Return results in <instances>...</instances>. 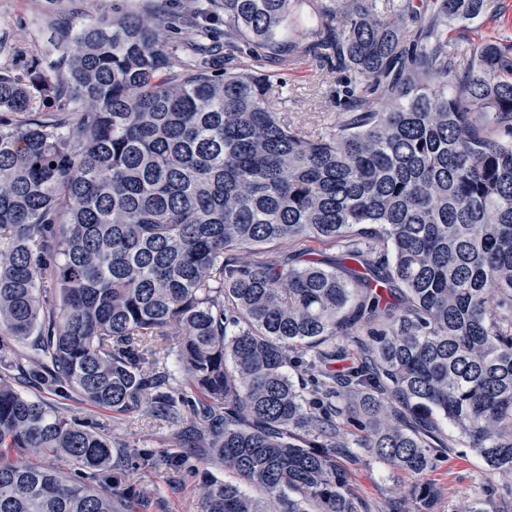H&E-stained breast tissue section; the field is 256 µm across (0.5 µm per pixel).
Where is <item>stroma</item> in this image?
<instances>
[{
    "mask_svg": "<svg viewBox=\"0 0 512 512\" xmlns=\"http://www.w3.org/2000/svg\"><path fill=\"white\" fill-rule=\"evenodd\" d=\"M134 0H0V66L24 72L31 62L40 66L56 60L53 31L61 27L74 30L95 24L111 16L113 11L126 10ZM494 15L474 23L457 26L449 36L459 51L488 38H512V0H493ZM284 76V93L288 102L284 114L288 120L310 126L334 121L335 113L326 109L336 73L318 60L305 57L290 63ZM44 399L52 407L66 412L98 428L113 443V457L126 456L128 450L150 443L156 451L169 448L168 430L161 425H147L140 416L130 413L113 420L111 413L48 393ZM197 475L189 479L165 471H138L140 485L149 493L153 506L150 512H200V479L217 477L232 479L231 471L215 465L207 458H191ZM434 491L431 512H462L474 507L478 512L512 505V495L506 493L505 478L487 474L481 459L470 449L458 445L449 449L426 476ZM358 494L373 512H389L391 503L408 498L415 480L391 469L388 465L365 458L353 478Z\"/></svg>",
    "mask_w": 512,
    "mask_h": 512,
    "instance_id": "obj_1",
    "label": "stroma"
}]
</instances>
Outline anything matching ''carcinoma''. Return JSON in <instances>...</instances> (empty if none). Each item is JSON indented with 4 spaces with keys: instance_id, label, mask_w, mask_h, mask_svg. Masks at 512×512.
<instances>
[{
    "instance_id": "obj_1",
    "label": "carcinoma",
    "mask_w": 512,
    "mask_h": 512,
    "mask_svg": "<svg viewBox=\"0 0 512 512\" xmlns=\"http://www.w3.org/2000/svg\"><path fill=\"white\" fill-rule=\"evenodd\" d=\"M296 6L143 0L0 68V512H120L199 453L259 492L205 480L201 512H370L341 454L421 479L392 512L455 443L512 476V53L448 37L492 5L318 0L283 39ZM217 9L221 58L159 36ZM307 56L340 73L314 131L268 70ZM23 384L179 453L114 462Z\"/></svg>"
}]
</instances>
